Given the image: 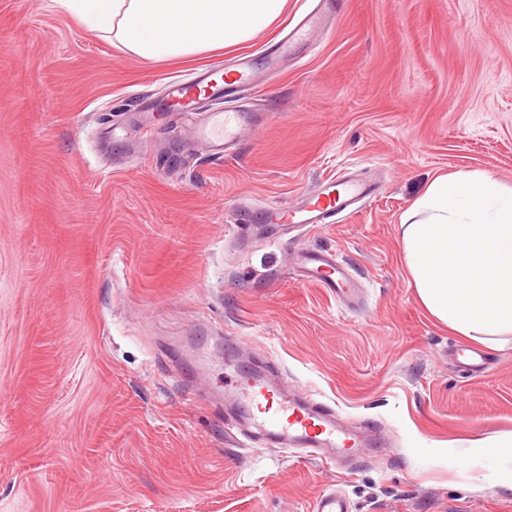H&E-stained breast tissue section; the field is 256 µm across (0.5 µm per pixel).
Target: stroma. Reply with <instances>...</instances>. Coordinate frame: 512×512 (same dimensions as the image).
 Wrapping results in <instances>:
<instances>
[{"label":"stroma","instance_id":"35a3bbf8","mask_svg":"<svg viewBox=\"0 0 512 512\" xmlns=\"http://www.w3.org/2000/svg\"><path fill=\"white\" fill-rule=\"evenodd\" d=\"M212 56L143 62L61 10L0 0V512H512L458 463L512 433V342L465 372L420 304L403 213L443 173L512 185V0H344L262 88L270 115L229 157L140 99ZM352 216L242 241L241 200L328 179ZM336 252L346 310L290 266ZM377 441L344 470L230 433L245 367Z\"/></svg>","mask_w":512,"mask_h":512}]
</instances>
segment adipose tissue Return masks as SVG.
I'll return each instance as SVG.
<instances>
[{"mask_svg": "<svg viewBox=\"0 0 512 512\" xmlns=\"http://www.w3.org/2000/svg\"><path fill=\"white\" fill-rule=\"evenodd\" d=\"M66 13L124 54L163 61L223 52L272 27L288 0H60ZM417 297L456 336L489 348L512 338V187L482 171L441 174L401 218ZM475 448L486 484L512 490V441Z\"/></svg>", "mask_w": 512, "mask_h": 512, "instance_id": "ef3b65f1", "label": "adipose tissue"}]
</instances>
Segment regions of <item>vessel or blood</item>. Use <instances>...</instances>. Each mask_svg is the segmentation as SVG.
I'll use <instances>...</instances> for the list:
<instances>
[{"instance_id": "vessel-or-blood-1", "label": "vessel or blood", "mask_w": 512, "mask_h": 512, "mask_svg": "<svg viewBox=\"0 0 512 512\" xmlns=\"http://www.w3.org/2000/svg\"><path fill=\"white\" fill-rule=\"evenodd\" d=\"M339 4L340 0H319L276 43L268 57L269 69H276L288 58L298 55L303 47L319 42ZM259 80L250 58L241 56L230 63L211 65L190 80L165 83L164 96L154 102L151 109L183 114L197 112L206 103L253 90ZM264 120L261 113L240 106L228 107L208 113L205 120L196 125L194 135L212 154L224 157L231 155ZM371 193L372 188L366 182L331 179L322 188L289 204L256 208L244 203L234 222L239 229H248L250 215L257 211L262 216L260 230L281 236L292 225L334 223L337 215L352 213ZM296 264V275L301 281L325 289L343 305L358 303L359 290L338 262L336 253L304 250L298 253ZM236 398L239 416L229 419V426H244L249 432L262 436L268 445L298 448L334 465L356 458L364 445L363 440L346 430L332 408L283 392L263 376H245Z\"/></svg>"}]
</instances>
